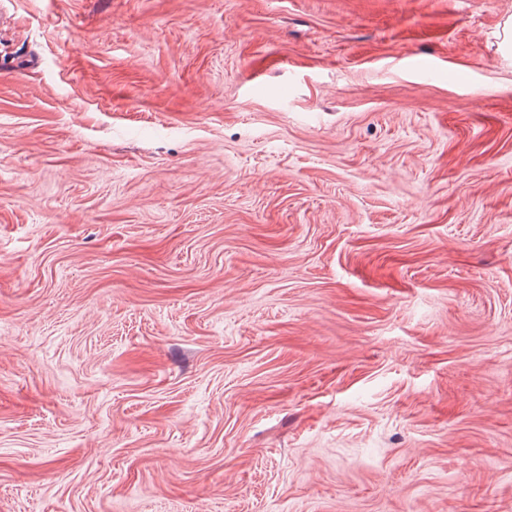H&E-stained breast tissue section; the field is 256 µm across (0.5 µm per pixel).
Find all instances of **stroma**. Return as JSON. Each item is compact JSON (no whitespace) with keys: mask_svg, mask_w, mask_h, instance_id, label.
<instances>
[{"mask_svg":"<svg viewBox=\"0 0 512 512\" xmlns=\"http://www.w3.org/2000/svg\"><path fill=\"white\" fill-rule=\"evenodd\" d=\"M512 0H0V512H512Z\"/></svg>","mask_w":512,"mask_h":512,"instance_id":"1","label":"stroma"}]
</instances>
